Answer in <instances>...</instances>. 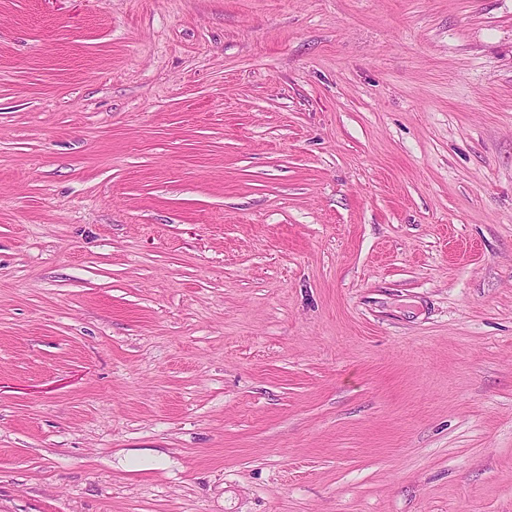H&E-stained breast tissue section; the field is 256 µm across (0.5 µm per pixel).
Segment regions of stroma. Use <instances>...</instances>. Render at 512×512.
Here are the masks:
<instances>
[{"label":"stroma","instance_id":"1","mask_svg":"<svg viewBox=\"0 0 512 512\" xmlns=\"http://www.w3.org/2000/svg\"><path fill=\"white\" fill-rule=\"evenodd\" d=\"M0 512H512V0H0Z\"/></svg>","mask_w":512,"mask_h":512}]
</instances>
